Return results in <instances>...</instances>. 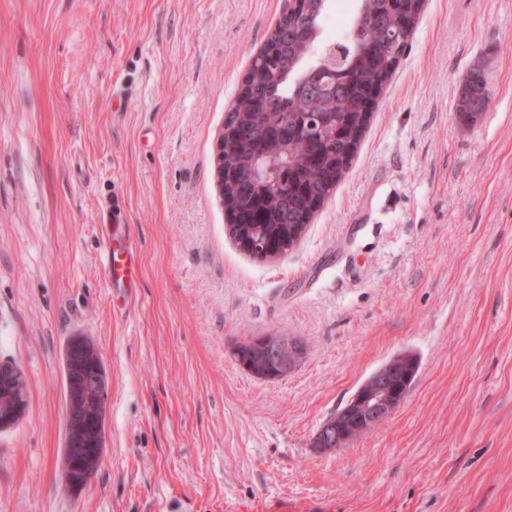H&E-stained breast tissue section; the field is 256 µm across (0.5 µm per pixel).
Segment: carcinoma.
Listing matches in <instances>:
<instances>
[{"mask_svg":"<svg viewBox=\"0 0 512 512\" xmlns=\"http://www.w3.org/2000/svg\"><path fill=\"white\" fill-rule=\"evenodd\" d=\"M425 0H359L349 39L348 55L333 79L321 75L324 54L316 53L320 21L327 0H301L288 18L293 29L270 38L243 77L224 125L238 123L245 135L224 143V203L235 210L241 230L277 245L288 230L283 218L310 224L318 207L333 194L357 153L355 121L359 105L374 82L391 77L411 45ZM400 28L396 43L382 42L379 22ZM317 54L315 62L308 59ZM488 106L484 71L470 69L462 83L455 112L466 125L478 123ZM288 148L296 163L281 180L265 188L253 177L265 164L261 149ZM255 337L234 347L242 367L257 378L277 370L253 346ZM83 435L74 431L68 452L82 465L64 476L72 491L81 490L97 473L100 460L87 458Z\"/></svg>","mask_w":512,"mask_h":512,"instance_id":"obj_1","label":"carcinoma"}]
</instances>
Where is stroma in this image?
<instances>
[{
  "label": "stroma",
  "mask_w": 512,
  "mask_h": 512,
  "mask_svg": "<svg viewBox=\"0 0 512 512\" xmlns=\"http://www.w3.org/2000/svg\"><path fill=\"white\" fill-rule=\"evenodd\" d=\"M286 0H0V512H512V0H427L359 153L277 261L224 230L215 147ZM482 65L489 107L455 112ZM140 255L112 289V225ZM306 346L281 380L232 355ZM106 371L105 449L62 480L63 352ZM403 401L314 438L402 352ZM256 336H251L241 344L234 347V356L242 367L257 378L268 380L264 372L277 371L275 363L268 361L261 354V349L253 346L252 342ZM83 435L77 432V427L72 432L71 435V448H64L69 452L71 456L74 458L83 461L82 465L64 475L66 486L72 491H80L91 479V477L97 473L101 459H97L96 457H92L87 459V451L86 448H77L78 445H81ZM85 478V480H84Z\"/></svg>",
  "instance_id": "35a3bbf8"
}]
</instances>
